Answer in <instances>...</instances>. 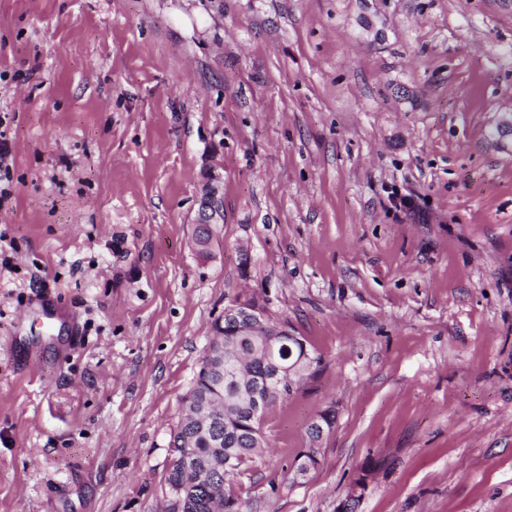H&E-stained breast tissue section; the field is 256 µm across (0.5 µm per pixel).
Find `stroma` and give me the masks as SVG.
Instances as JSON below:
<instances>
[{
    "label": "stroma",
    "instance_id": "1",
    "mask_svg": "<svg viewBox=\"0 0 512 512\" xmlns=\"http://www.w3.org/2000/svg\"><path fill=\"white\" fill-rule=\"evenodd\" d=\"M0 130V512H161L239 294L321 363L238 512H512V0H0ZM224 222L223 197L218 186L206 183L194 224H206L212 232Z\"/></svg>",
    "mask_w": 512,
    "mask_h": 512
}]
</instances>
